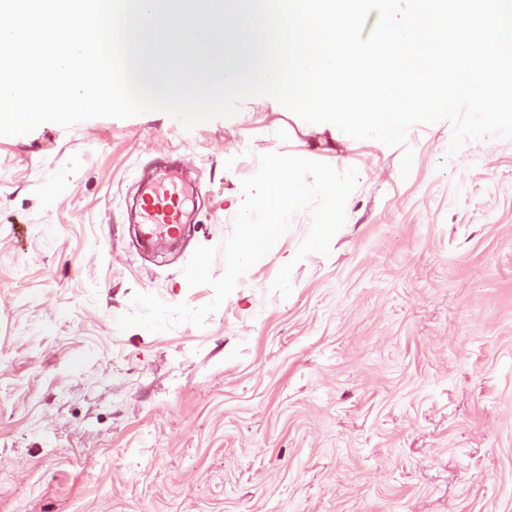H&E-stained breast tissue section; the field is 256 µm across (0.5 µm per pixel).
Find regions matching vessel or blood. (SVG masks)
Returning <instances> with one entry per match:
<instances>
[{
  "instance_id": "vessel-or-blood-1",
  "label": "vessel or blood",
  "mask_w": 512,
  "mask_h": 512,
  "mask_svg": "<svg viewBox=\"0 0 512 512\" xmlns=\"http://www.w3.org/2000/svg\"><path fill=\"white\" fill-rule=\"evenodd\" d=\"M139 230L145 243L177 239L185 227V218L193 189L178 175H164L138 183Z\"/></svg>"
}]
</instances>
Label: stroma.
Listing matches in <instances>:
<instances>
[{"instance_id":"1","label":"stroma","mask_w":512,"mask_h":512,"mask_svg":"<svg viewBox=\"0 0 512 512\" xmlns=\"http://www.w3.org/2000/svg\"><path fill=\"white\" fill-rule=\"evenodd\" d=\"M451 137L268 97L0 136V512H512V138ZM270 152L357 168L329 254L296 259L299 212L204 327L119 331L134 293L212 300L183 268ZM167 161L198 196L145 252L134 186Z\"/></svg>"}]
</instances>
